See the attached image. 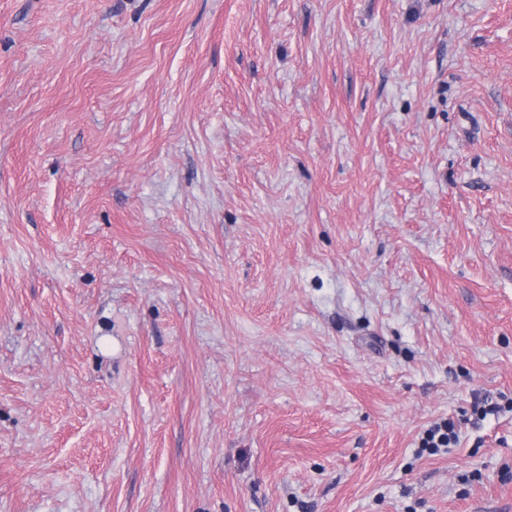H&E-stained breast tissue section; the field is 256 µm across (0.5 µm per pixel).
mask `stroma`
<instances>
[{"instance_id": "obj_1", "label": "stroma", "mask_w": 512, "mask_h": 512, "mask_svg": "<svg viewBox=\"0 0 512 512\" xmlns=\"http://www.w3.org/2000/svg\"><path fill=\"white\" fill-rule=\"evenodd\" d=\"M0 512H512V0H0ZM456 442L457 435L453 424L444 421L427 430L422 448H428L432 453H436L439 448H447Z\"/></svg>"}]
</instances>
